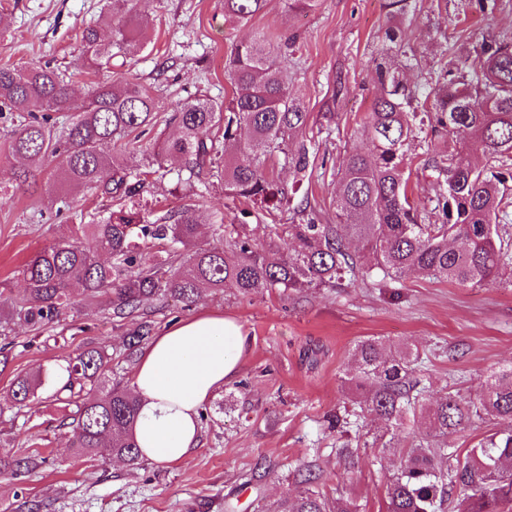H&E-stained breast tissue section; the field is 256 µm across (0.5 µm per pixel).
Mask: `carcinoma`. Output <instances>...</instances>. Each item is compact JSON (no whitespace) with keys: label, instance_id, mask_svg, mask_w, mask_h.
I'll use <instances>...</instances> for the list:
<instances>
[{"label":"carcinoma","instance_id":"carcinoma-1","mask_svg":"<svg viewBox=\"0 0 512 512\" xmlns=\"http://www.w3.org/2000/svg\"><path fill=\"white\" fill-rule=\"evenodd\" d=\"M267 2L224 0V15L247 21ZM140 7L141 0H112L106 18L112 41H103L98 27H85L75 71L98 70L114 48L139 51L147 45L136 23ZM289 42L258 35L233 48L227 65L232 98L217 103L194 97L178 104L171 117L175 135L155 143L149 164L181 158L188 191L207 170L224 179L225 199L249 200L268 214L291 209L300 223L275 224L269 241L258 244L246 224L253 212H241L238 224H226L217 214L212 241L200 245L193 203L152 222L133 206L113 210L93 224L74 225L71 239L44 247L23 265L25 322L52 321L72 305L76 288L87 300L110 294L113 315L124 319L155 297L191 302L204 289L248 295L258 288H334L375 269L395 282L412 273L471 287L497 281L512 261V236L500 225L512 206V43H484L475 55L452 61L441 70L433 96L421 99L399 77L395 58L409 66L412 57L400 31L387 27L385 45L371 58L378 93L363 123L369 147L343 156L338 223L320 224L311 203L293 205L292 193L266 165L281 163L304 177L316 157L306 135L310 112L290 89L281 62ZM2 106L18 118L7 151L29 163L18 172L19 182L35 178L46 160H57L47 189L51 203L65 202L72 186L131 202L143 193L147 172L131 164L136 148L127 137L154 123L156 99L149 87L133 79L117 87L98 83L77 103L66 76L55 69L0 67ZM219 127L221 137L214 134ZM243 128L250 131L248 141L239 137ZM421 134L432 146L445 138L459 144L448 157L427 161L439 193L426 201L413 197L405 176L408 147ZM471 140L487 149L481 165L466 151ZM84 238L93 246H84ZM281 240L291 242L285 253ZM153 241L167 246L165 254H144L143 245ZM153 330L150 321H140L127 338L130 353ZM417 361L407 343L391 354L374 338L355 345L344 382L355 391L357 408L336 414L337 456L350 469L357 448L369 447L351 436L365 411L396 429L417 420L426 432L389 474L386 512H512V366L486 375L476 400L449 391L425 399L412 379ZM105 363L104 348L88 346L66 368L62 389L104 390L78 406L72 447L137 465L138 400L119 381L105 384ZM52 379L42 370L19 375L3 401L20 407ZM487 418L501 428L463 455L450 448L449 439ZM313 483L302 476L298 495L268 512H360L354 500L341 494L330 499Z\"/></svg>","mask_w":512,"mask_h":512}]
</instances>
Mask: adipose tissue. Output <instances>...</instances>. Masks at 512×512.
<instances>
[{"instance_id":"1","label":"adipose tissue","mask_w":512,"mask_h":512,"mask_svg":"<svg viewBox=\"0 0 512 512\" xmlns=\"http://www.w3.org/2000/svg\"><path fill=\"white\" fill-rule=\"evenodd\" d=\"M248 345L242 325L204 312L169 327L143 349L132 380L139 402L134 436L143 460L175 465L200 440V410L239 372Z\"/></svg>"}]
</instances>
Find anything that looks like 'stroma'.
Wrapping results in <instances>:
<instances>
[{"mask_svg": "<svg viewBox=\"0 0 512 512\" xmlns=\"http://www.w3.org/2000/svg\"><path fill=\"white\" fill-rule=\"evenodd\" d=\"M405 17L388 18L384 0H319L296 11L287 0H269L264 12L246 22L224 16V0H148L140 25L150 44L135 55H116L111 69L74 76L73 95L82 99L96 82L133 78L151 88L159 102L156 123L139 137L152 148L173 133L169 123L177 102L190 94L217 102L232 96L224 65L232 47L257 33L296 36L284 61L294 91L311 114L308 135L328 162L297 181L280 166L270 169L285 186L307 193L321 223L336 221V189L345 151L366 148L360 124L377 92L371 57L387 26L403 29L413 65L402 68L407 85L435 87L443 55L474 52L480 44L512 42V0H410ZM111 0H0L9 21L0 31V66L50 63L70 70L80 53L81 31L110 10ZM332 113L324 122L323 113ZM10 111L0 112V392L17 374L57 371L90 345L105 347L112 379L130 385L135 363L125 358L132 320L113 317L106 298L76 299L44 327L27 324L18 302L26 284L22 265L45 246L68 239L73 224L115 209L109 198L71 191L68 210L51 207L46 164L35 183L18 185L20 160L5 153L14 128ZM181 162L146 180L143 205L158 214L184 203L178 181ZM198 240H211V222L223 214L237 223L248 201L227 206L224 184L202 175ZM155 333L203 311L236 318L250 344L238 375L202 408L200 442L185 462L132 467L117 459L82 456L71 446L68 424L73 406L55 396V385L40 389L26 406L0 412V458L25 453L42 457L33 473L0 475V512H17L36 500L42 512H257L300 490L293 473L309 466L316 487L356 498L361 512H382L385 482L403 446L421 436L419 425L397 433L390 448H363L355 468L336 456V435L325 423L347 402L341 378L359 340L374 338L387 350L407 342L423 361L417 376L432 390L477 398L485 375L512 365V288L490 284L462 287L409 275L394 283L382 277L303 293L261 288L250 296L234 290L203 291L184 305L151 300L143 305Z\"/></svg>", "mask_w": 512, "mask_h": 512, "instance_id": "1", "label": "stroma"}]
</instances>
